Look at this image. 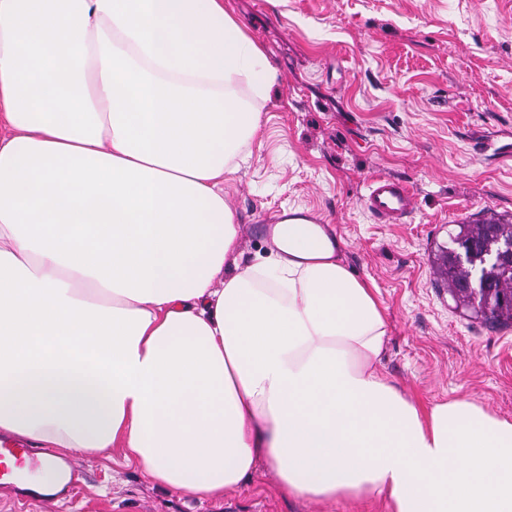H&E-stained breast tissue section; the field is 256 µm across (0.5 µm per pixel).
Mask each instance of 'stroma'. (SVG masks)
<instances>
[{"label": "stroma", "instance_id": "stroma-1", "mask_svg": "<svg viewBox=\"0 0 512 512\" xmlns=\"http://www.w3.org/2000/svg\"><path fill=\"white\" fill-rule=\"evenodd\" d=\"M279 72L262 132L224 185L239 217L241 259H272L256 224L295 207L331 225L352 272L377 290L389 336L382 365L430 406L474 401L512 421V327L457 308L433 272L454 224L492 210L512 217V0H224ZM404 182L416 208L383 224L373 179ZM84 477L70 503L0 512H386L379 499L329 502L279 490L268 462L220 499L150 481L120 449L68 450Z\"/></svg>", "mask_w": 512, "mask_h": 512}]
</instances>
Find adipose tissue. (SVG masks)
Here are the masks:
<instances>
[{
	"label": "adipose tissue",
	"mask_w": 512,
	"mask_h": 512,
	"mask_svg": "<svg viewBox=\"0 0 512 512\" xmlns=\"http://www.w3.org/2000/svg\"><path fill=\"white\" fill-rule=\"evenodd\" d=\"M277 79L224 0H0V433L190 497L263 459L295 498L512 512V422L394 387L327 225L238 264L224 183Z\"/></svg>",
	"instance_id": "adipose-tissue-1"
}]
</instances>
